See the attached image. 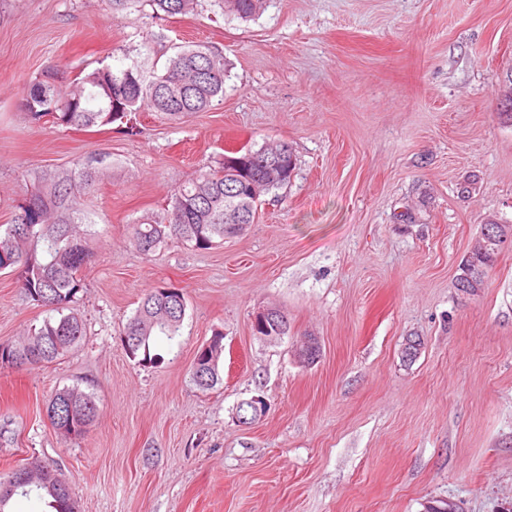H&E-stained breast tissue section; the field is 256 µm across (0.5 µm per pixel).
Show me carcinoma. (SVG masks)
Listing matches in <instances>:
<instances>
[{
    "instance_id": "cac0c4a2",
    "label": "carcinoma",
    "mask_w": 512,
    "mask_h": 512,
    "mask_svg": "<svg viewBox=\"0 0 512 512\" xmlns=\"http://www.w3.org/2000/svg\"><path fill=\"white\" fill-rule=\"evenodd\" d=\"M157 19L191 13L197 0H149ZM218 7L242 20L250 18L260 0H215ZM228 65L224 55L205 45H188L169 58L160 74L146 77L134 64L115 69L98 67L74 83L65 93L64 71L48 66L28 88L24 116L32 122L50 121L58 126L79 129L105 126L116 121L125 132L137 133V116L147 107L173 120L203 112L224 97ZM281 159L295 170L296 157L286 141H276L258 149L228 151L193 180L177 186L167 207L132 225L130 243L144 255H153L176 244L196 251L224 246V239L237 236L259 218L262 197L288 184H273L260 195L249 184L264 180L271 160ZM103 158L95 155L75 159L61 170L34 177L31 191L17 206L14 218L0 224V271L17 275L19 287L34 304L52 316L42 326L16 339L0 340V368L21 369L63 359L85 336V326L77 309L85 283L82 269L90 256L92 224L81 196L75 188L92 187L101 176ZM511 240L499 239L487 248L475 245L458 265L456 288L474 291L485 287L490 272ZM183 289L170 293L166 288L150 290L141 299L123 335L134 341L128 357L140 364L154 365L161 356L151 353V339L179 335L186 314ZM224 346L214 343L200 356L203 377L191 370V378L202 390L222 382L220 364ZM46 412L58 434L71 442L81 439L97 415L92 393L77 385L55 391ZM50 467L16 489L36 487L50 497L53 512H73L71 489Z\"/></svg>"
}]
</instances>
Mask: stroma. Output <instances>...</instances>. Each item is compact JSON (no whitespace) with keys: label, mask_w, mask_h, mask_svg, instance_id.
Returning a JSON list of instances; mask_svg holds the SVG:
<instances>
[{"label":"stroma","mask_w":512,"mask_h":512,"mask_svg":"<svg viewBox=\"0 0 512 512\" xmlns=\"http://www.w3.org/2000/svg\"><path fill=\"white\" fill-rule=\"evenodd\" d=\"M228 63L224 97L171 121L151 110L78 130L25 121V91L48 65L68 78L109 65L161 73L179 47ZM512 72V0H262L247 21L212 0L158 20L148 0H0V224L36 173L99 153L84 196L94 231L79 304L86 334L58 362L0 370V475L36 458L67 477L81 512H512V249L485 288L458 265L497 218L512 223V125L499 117ZM288 142L297 168L257 223L223 247L147 257L130 226L224 152ZM184 289L163 361L129 358L121 332L140 297ZM278 307L287 336L254 315ZM44 308L0 272V340ZM224 333L223 382L190 367ZM320 356L297 358L301 336ZM422 346L413 360L407 337ZM94 392L83 439L45 415L58 388ZM267 401L241 424V402Z\"/></svg>","instance_id":"35a3bbf8"}]
</instances>
